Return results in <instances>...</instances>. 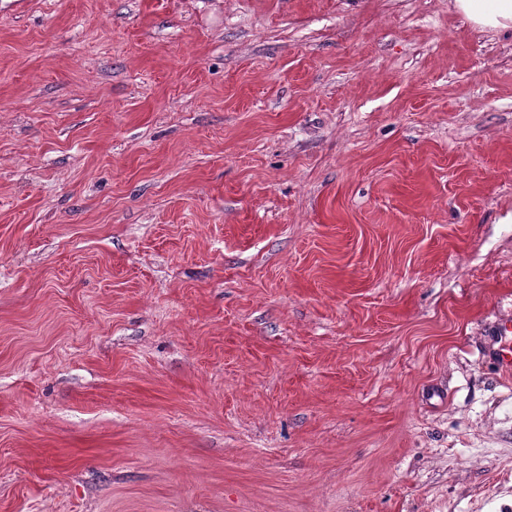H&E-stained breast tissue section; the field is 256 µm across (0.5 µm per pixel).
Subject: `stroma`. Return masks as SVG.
Segmentation results:
<instances>
[{"label": "stroma", "instance_id": "1", "mask_svg": "<svg viewBox=\"0 0 512 512\" xmlns=\"http://www.w3.org/2000/svg\"><path fill=\"white\" fill-rule=\"evenodd\" d=\"M512 31L454 0H0V512H512Z\"/></svg>", "mask_w": 512, "mask_h": 512}]
</instances>
